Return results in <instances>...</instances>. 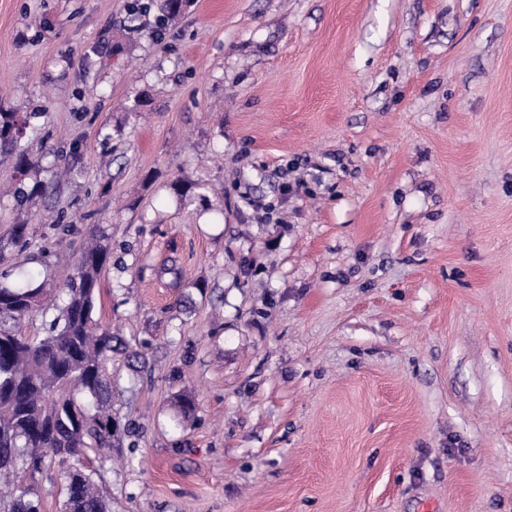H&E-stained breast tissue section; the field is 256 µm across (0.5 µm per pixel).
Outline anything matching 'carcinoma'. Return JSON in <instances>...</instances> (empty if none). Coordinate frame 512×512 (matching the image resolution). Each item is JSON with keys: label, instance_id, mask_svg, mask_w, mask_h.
Returning <instances> with one entry per match:
<instances>
[{"label": "carcinoma", "instance_id": "cac0c4a2", "mask_svg": "<svg viewBox=\"0 0 512 512\" xmlns=\"http://www.w3.org/2000/svg\"><path fill=\"white\" fill-rule=\"evenodd\" d=\"M37 117V112L5 108L0 97V155L10 161L14 179L6 193L19 207L60 188L59 173L42 165L34 139L27 135ZM169 188L182 199L205 198L199 183L176 178ZM87 236L61 288L58 262L45 246L28 257L38 270L14 265L0 271V481L19 490L9 512H40V485L56 464L65 466L61 512H109L96 471L69 462L84 457L103 463L132 431L115 408L120 374L112 367L123 360L135 382L148 362L128 352L123 336L94 319L111 238L100 224L89 225ZM30 246L29 224L12 225L10 238L0 243V263L6 250ZM34 311L50 315L41 336L24 330L25 317Z\"/></svg>", "mask_w": 512, "mask_h": 512}]
</instances>
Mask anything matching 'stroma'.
<instances>
[{
	"mask_svg": "<svg viewBox=\"0 0 512 512\" xmlns=\"http://www.w3.org/2000/svg\"><path fill=\"white\" fill-rule=\"evenodd\" d=\"M131 2L0 0V89L79 149L30 210L108 228L95 317L156 365L112 512H512V0Z\"/></svg>",
	"mask_w": 512,
	"mask_h": 512,
	"instance_id": "35a3bbf8",
	"label": "stroma"
}]
</instances>
